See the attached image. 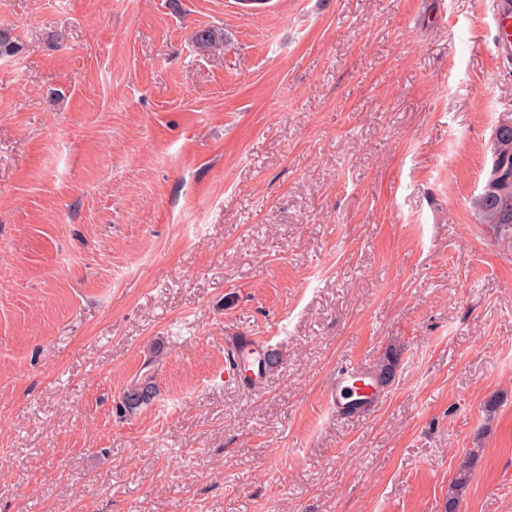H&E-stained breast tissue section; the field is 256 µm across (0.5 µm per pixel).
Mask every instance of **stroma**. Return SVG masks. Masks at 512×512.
Returning <instances> with one entry per match:
<instances>
[{
  "mask_svg": "<svg viewBox=\"0 0 512 512\" xmlns=\"http://www.w3.org/2000/svg\"><path fill=\"white\" fill-rule=\"evenodd\" d=\"M497 2L0 0V512H512ZM491 163L480 194L472 202L478 223L490 224L496 240L512 249V126L493 132ZM224 349L232 352L236 363V367L234 368L229 366L227 375L231 374L238 380L244 379L245 381L246 378L253 380V376L257 377L254 371L256 366L258 374L266 370L264 369V363L261 368L263 355L266 354V352L262 342L256 336H225ZM241 355H243L248 362V367L242 364ZM379 370L382 380L385 379L389 367ZM382 380L371 367L357 364L340 369L324 388L327 406L336 411V417L365 413L380 401L384 391ZM152 378V376H147V379L133 384L126 390L122 398L125 409L134 410L154 397L155 384L151 381ZM470 479V461L464 460L448 487V499L446 502V512H456L460 499L469 483Z\"/></svg>",
  "mask_w": 512,
  "mask_h": 512,
  "instance_id": "obj_1",
  "label": "stroma"
}]
</instances>
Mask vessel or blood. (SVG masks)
Segmentation results:
<instances>
[{"label":"vessel or blood","instance_id":"obj_1","mask_svg":"<svg viewBox=\"0 0 512 512\" xmlns=\"http://www.w3.org/2000/svg\"><path fill=\"white\" fill-rule=\"evenodd\" d=\"M224 347L233 356H244L242 364L231 368L234 378H249L250 370L261 365L265 349L261 341L254 336H228ZM328 407L340 417H353L375 406L384 391L382 381L376 369L363 365H352L337 371L331 376L325 388Z\"/></svg>","mask_w":512,"mask_h":512}]
</instances>
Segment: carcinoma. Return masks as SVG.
<instances>
[{
	"label": "carcinoma",
	"instance_id": "1",
	"mask_svg": "<svg viewBox=\"0 0 512 512\" xmlns=\"http://www.w3.org/2000/svg\"><path fill=\"white\" fill-rule=\"evenodd\" d=\"M196 42L207 48H223L221 35L213 29L199 30ZM491 154L482 191L473 199L472 207L478 223L491 225L499 244L512 249V126L495 128ZM154 394L155 384L147 378L126 390L122 398L123 407L134 410L150 401ZM469 479L470 461L466 459L449 484L446 512H457Z\"/></svg>",
	"mask_w": 512,
	"mask_h": 512
}]
</instances>
